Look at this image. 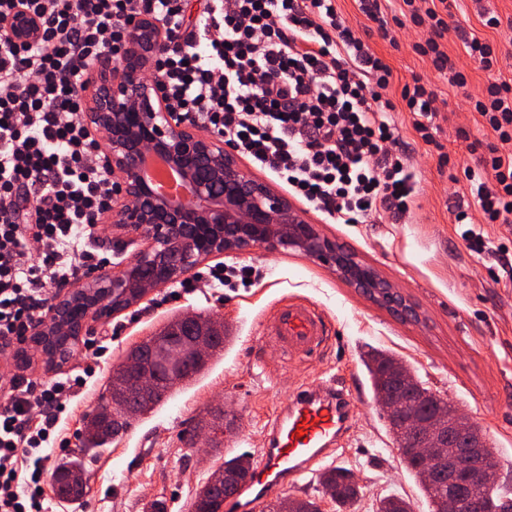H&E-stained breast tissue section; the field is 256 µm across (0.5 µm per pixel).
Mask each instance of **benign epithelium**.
Wrapping results in <instances>:
<instances>
[{"mask_svg": "<svg viewBox=\"0 0 512 512\" xmlns=\"http://www.w3.org/2000/svg\"><path fill=\"white\" fill-rule=\"evenodd\" d=\"M17 44L37 41L38 17L18 8L5 20ZM177 38L154 16L131 20L119 59L102 53L89 68L80 90L88 125L107 134L105 164L115 192L102 222L118 231L112 247L120 251L134 240L145 247L116 274L88 276L56 297L51 318L31 333L48 363L62 365L69 346L58 353L57 336H85L91 320L114 316L158 287L172 283L204 258L248 250L294 251L330 267L338 278L403 321L416 322L418 308L378 270L337 241L323 235L308 211L245 168L235 150L214 134L202 133L168 109L161 79L162 56ZM158 155L190 186L193 202L158 195L141 173L145 156ZM446 425L437 417L412 415L402 431L426 441L420 449L424 477L448 467L446 512H456L454 478L467 473L474 485L496 481L498 459L492 448L443 452Z\"/></svg>", "mask_w": 512, "mask_h": 512, "instance_id": "benign-epithelium-1", "label": "benign epithelium"}]
</instances>
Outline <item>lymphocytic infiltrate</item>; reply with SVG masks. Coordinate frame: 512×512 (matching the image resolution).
<instances>
[{
  "label": "lymphocytic infiltrate",
  "instance_id": "f902f5d3",
  "mask_svg": "<svg viewBox=\"0 0 512 512\" xmlns=\"http://www.w3.org/2000/svg\"><path fill=\"white\" fill-rule=\"evenodd\" d=\"M427 27L414 50L462 87L466 74L441 48L447 21L420 0H403ZM24 7L42 37L14 43L0 26V350L46 322L48 304L79 275L111 266L91 245L112 205L104 140L88 129L78 88L99 54L120 53L128 21L150 13L180 36L161 61L167 105L223 137L254 167L282 181L336 224L400 221L417 205L402 137L387 114L388 64L338 14L334 0H206L194 21L186 0H0V17ZM401 100L439 166L437 96L414 78ZM472 108L494 142L473 140L465 168L472 210L454 211L471 251L487 242L472 229L512 224V84L493 81ZM14 377L0 385V512H45L44 462L66 447L69 403L94 374Z\"/></svg>",
  "mask_w": 512,
  "mask_h": 512
}]
</instances>
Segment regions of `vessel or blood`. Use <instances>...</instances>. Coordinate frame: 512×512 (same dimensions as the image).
Returning a JSON list of instances; mask_svg holds the SVG:
<instances>
[{"label": "vessel or blood", "instance_id": "1", "mask_svg": "<svg viewBox=\"0 0 512 512\" xmlns=\"http://www.w3.org/2000/svg\"><path fill=\"white\" fill-rule=\"evenodd\" d=\"M266 333L282 353L295 359L318 349L330 334L324 315L305 303L278 307ZM352 404L345 390L320 392L302 385L291 391L284 407L270 422L268 446L258 455L243 496L236 501L238 512H250L253 503L311 472L315 463L331 454L336 439L349 426ZM303 437H296V429Z\"/></svg>", "mask_w": 512, "mask_h": 512}]
</instances>
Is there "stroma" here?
<instances>
[{
    "instance_id": "35a3bbf8",
    "label": "stroma",
    "mask_w": 512,
    "mask_h": 512,
    "mask_svg": "<svg viewBox=\"0 0 512 512\" xmlns=\"http://www.w3.org/2000/svg\"><path fill=\"white\" fill-rule=\"evenodd\" d=\"M501 18L499 29L484 27L473 0H450L447 22L494 45L502 60L497 77L512 81V0H483ZM336 8L394 74L389 94L399 99L404 84L427 77L442 101L439 139L453 167L438 169L404 110L392 118L408 145L419 188V207L397 224H334L320 222L325 235L336 239L362 260L374 265L422 313L418 323L397 319L337 279L328 266L293 252L250 251L226 255L221 261H242L262 267V280L247 287L213 290L200 285L181 297L166 300L165 289L147 295L138 305L115 317L94 322L95 332L113 331L110 364L101 366L78 401L68 422L70 444L51 452L46 470L77 458L85 467L89 492L66 503L48 493L47 512H191L196 491L225 459L244 454L257 457L266 447L264 427L280 409L289 389L307 383L316 389L345 386L354 402V416L345 436L326 461L314 465L302 480L281 489L283 497L316 500L321 512H336L319 482L330 468L351 469L363 493L354 512H378L389 494L409 498L414 512H430L415 479L400 465L385 421L361 362L370 348L388 350L409 365L434 392L447 397L477 423L499 459L498 481L512 488V225L488 224L484 235L490 251L476 257L461 237L462 227L448 210L451 181L463 178L475 162L468 138L492 141L470 99L484 94L491 74L470 60L454 35L443 41L449 58L463 67L465 87L456 88L416 54L414 35L397 44L384 40L356 0H336ZM209 257L198 264L207 271ZM289 301L312 304L327 317L332 334L323 346L289 360L259 334L261 320ZM186 313L221 316L232 340L195 380L175 386L153 410L130 420L127 431L102 448L84 449L86 416L105 394L112 362L150 336L170 318ZM25 360L0 354V375H52L84 367L83 344H76L67 363L47 364L30 343ZM229 412L228 433L211 443H187L184 431L200 416Z\"/></svg>"
}]
</instances>
